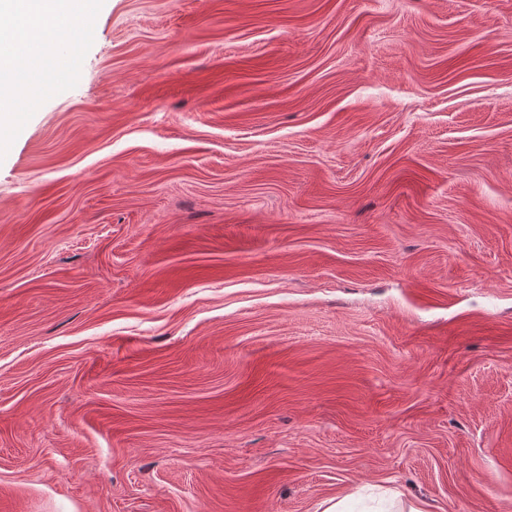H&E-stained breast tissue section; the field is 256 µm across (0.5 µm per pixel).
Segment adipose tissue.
Segmentation results:
<instances>
[{
  "instance_id": "obj_1",
  "label": "adipose tissue",
  "mask_w": 512,
  "mask_h": 512,
  "mask_svg": "<svg viewBox=\"0 0 512 512\" xmlns=\"http://www.w3.org/2000/svg\"><path fill=\"white\" fill-rule=\"evenodd\" d=\"M85 0H0V126L17 119L19 104H32L44 85L19 80L24 71L59 64L56 41L88 22Z\"/></svg>"
}]
</instances>
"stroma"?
I'll use <instances>...</instances> for the list:
<instances>
[{
  "label": "stroma",
  "instance_id": "stroma-1",
  "mask_svg": "<svg viewBox=\"0 0 512 512\" xmlns=\"http://www.w3.org/2000/svg\"><path fill=\"white\" fill-rule=\"evenodd\" d=\"M0 134V512H512V0H96Z\"/></svg>",
  "mask_w": 512,
  "mask_h": 512
}]
</instances>
